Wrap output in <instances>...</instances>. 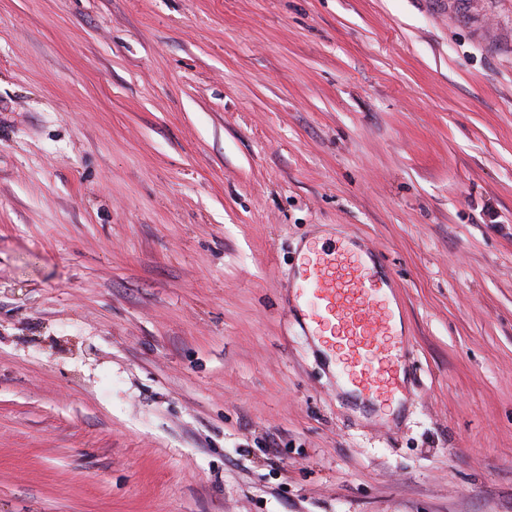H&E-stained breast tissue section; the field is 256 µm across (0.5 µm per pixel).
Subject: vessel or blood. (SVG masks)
<instances>
[{
  "label": "vessel or blood",
  "instance_id": "vessel-or-blood-1",
  "mask_svg": "<svg viewBox=\"0 0 512 512\" xmlns=\"http://www.w3.org/2000/svg\"><path fill=\"white\" fill-rule=\"evenodd\" d=\"M297 289L311 335L339 355L345 382L377 400L395 399L406 348L387 291L364 257L343 244L308 247Z\"/></svg>",
  "mask_w": 512,
  "mask_h": 512
}]
</instances>
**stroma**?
I'll list each match as a JSON object with an SVG mask.
<instances>
[{
  "instance_id": "35a3bbf8",
  "label": "stroma",
  "mask_w": 512,
  "mask_h": 512,
  "mask_svg": "<svg viewBox=\"0 0 512 512\" xmlns=\"http://www.w3.org/2000/svg\"><path fill=\"white\" fill-rule=\"evenodd\" d=\"M336 241L397 404L294 309ZM0 512H512V0H0Z\"/></svg>"
}]
</instances>
